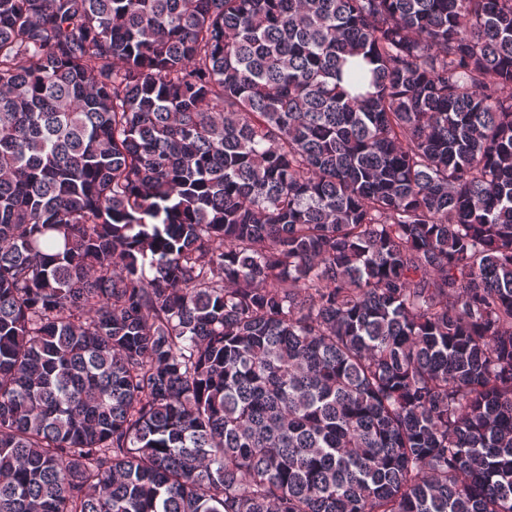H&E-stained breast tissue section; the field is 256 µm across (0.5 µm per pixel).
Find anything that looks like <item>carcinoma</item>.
Here are the masks:
<instances>
[{
    "label": "carcinoma",
    "mask_w": 512,
    "mask_h": 512,
    "mask_svg": "<svg viewBox=\"0 0 512 512\" xmlns=\"http://www.w3.org/2000/svg\"><path fill=\"white\" fill-rule=\"evenodd\" d=\"M0 512H512V0H0Z\"/></svg>",
    "instance_id": "carcinoma-1"
}]
</instances>
